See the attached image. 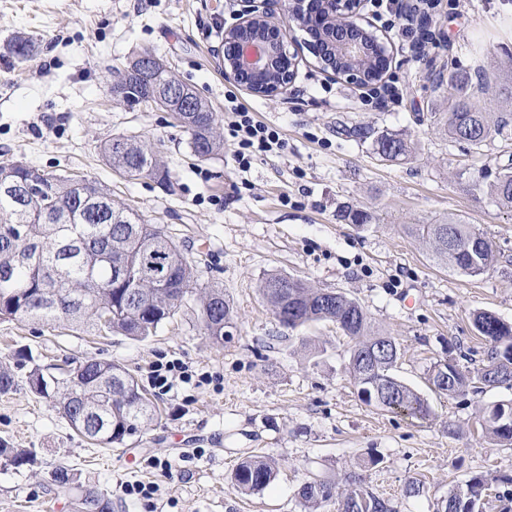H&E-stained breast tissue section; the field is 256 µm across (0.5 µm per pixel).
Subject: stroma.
Returning a JSON list of instances; mask_svg holds the SVG:
<instances>
[{"mask_svg": "<svg viewBox=\"0 0 512 512\" xmlns=\"http://www.w3.org/2000/svg\"><path fill=\"white\" fill-rule=\"evenodd\" d=\"M237 0H0V162L21 161L101 184L176 241L203 281L224 290L233 320L223 342L205 336L195 305L145 340L97 336L31 321L0 319V362L14 351L34 362L67 357L120 364L160 408L142 436L100 448L79 436L49 401L26 384L0 394V439L32 449L34 465L0 466V512H78L82 490L95 489L111 512H305L300 486L313 472L343 477L375 455L366 482L396 512H439L456 485L485 475L483 512H512V445L481 431L487 406L512 402V387L449 397L428 387L434 363L448 356L480 367L485 346L472 323L477 310L512 322V209L488 185L512 163V138L475 149L452 141L431 115L445 111L437 74L512 69V0H439L427 28L445 52L393 47L399 102L369 103L361 87L319 68L302 51L294 84L259 97L224 76L221 27L234 23ZM34 35L29 60L10 53L11 38ZM153 51L216 112L236 93L259 120L277 128L283 151L238 171L234 142L198 160L167 112L115 101L118 69ZM399 134L410 158L387 161L359 128ZM140 139L158 151L169 185L128 178L101 154L104 141ZM371 214L356 229L343 213ZM456 214L493 242L497 261L477 277L435 260L408 232ZM271 273L356 298L372 322L400 347L396 376L426 397L429 421L365 404L349 371L353 341L333 322L285 330L260 291ZM180 360L209 382L177 384L163 393L150 368ZM276 461L268 487L243 495L231 472L242 453ZM65 463L78 489L57 495L49 473ZM422 483L406 496L409 481ZM154 486L149 497L124 494L131 483Z\"/></svg>", "mask_w": 512, "mask_h": 512, "instance_id": "obj_1", "label": "stroma"}]
</instances>
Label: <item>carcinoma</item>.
<instances>
[{"mask_svg":"<svg viewBox=\"0 0 512 512\" xmlns=\"http://www.w3.org/2000/svg\"><path fill=\"white\" fill-rule=\"evenodd\" d=\"M33 37L19 33L12 39L13 54L26 60L33 56ZM183 85L172 71L152 70L145 77L131 76L123 83L116 98L130 106L140 105L143 98L158 87L171 83ZM499 87L501 102H512V90L481 69L475 74L452 71L448 79H439L437 87L448 85V111L438 113L448 137L458 143L480 147L496 136H506L512 129V112H489L481 104L478 92L491 84ZM191 100L190 123L185 127L192 151L216 156L224 150V139L217 132V116L208 101L184 85ZM374 146L383 156L396 160L412 154V147L392 133H381ZM104 159L130 177H150L162 184L169 172L155 153L135 139L114 137L101 147ZM43 171L23 162L0 164V189L6 184H22L41 178ZM49 200L69 207V215L48 222L38 205H28L22 196L12 199L0 192V318L20 319L43 324H66L87 332L120 333L135 340H145L174 317L179 306L167 307L157 299L159 289L153 280L141 284L139 294L151 300L141 311L138 300L129 296L130 289L117 284L115 268L123 263L142 267L155 278H165L174 286L196 293L197 323L204 333L217 341L224 340V327L231 319V309L224 300V289L205 283L197 267L182 259L180 245L154 224L112 201V195L95 181H86L85 189L109 199L112 219L95 216L91 207L75 194L76 177L64 173L48 174ZM490 192L503 206L512 208V169L498 174L489 184ZM410 231L422 239L433 256L453 272L476 277L494 266L496 253L491 241L457 216L438 224H414ZM41 252L40 260L20 265L16 255L21 250ZM286 279L281 274L264 278L261 290L276 316L286 315L304 326L311 322L331 321L345 335L355 340L348 368L358 386L370 393L368 404L416 420H427L431 407L427 400L394 374L400 352L395 339L375 330L367 312L356 300L338 292L326 295L323 288H313L296 278L282 290ZM473 324L488 345L487 365L494 375L480 367L474 371L454 358L439 360L434 367L448 369V387L436 391L448 396L465 395L499 381L512 380V323L489 311L473 313ZM27 384L31 392L49 400L77 433L102 448L118 447L134 436L144 434L158 419L156 406L141 390L124 367L99 360H85L69 375L48 378V372L33 364ZM491 440L512 445V426L496 423L485 426ZM0 460L19 468L35 462L28 448H14L0 441ZM379 459H362L345 476V486L323 473L309 477L299 489V497L309 512L330 504L336 512H396L391 501L375 495L366 486L362 470L375 466ZM276 477L275 464L258 455L243 457L231 479L239 491L252 494L266 488ZM52 484L69 492L77 476L59 464L52 469ZM487 479L475 475L455 487L439 512H479ZM81 505L93 506L94 512H109L110 502L102 494L88 491Z\"/></svg>","mask_w":512,"mask_h":512,"instance_id":"obj_1","label":"carcinoma"}]
</instances>
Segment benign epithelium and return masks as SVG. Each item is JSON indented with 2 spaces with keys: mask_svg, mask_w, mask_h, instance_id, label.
I'll list each match as a JSON object with an SVG mask.
<instances>
[{
  "mask_svg": "<svg viewBox=\"0 0 512 512\" xmlns=\"http://www.w3.org/2000/svg\"><path fill=\"white\" fill-rule=\"evenodd\" d=\"M241 9L235 23L224 29V76L258 96H272L294 79L300 46L289 44L286 31L278 23L275 10L282 0H239ZM364 0H288V17L296 22L321 9L333 19L328 35L320 26L309 32L311 45L319 62L341 60L351 67H336V74L358 86H378L382 81L367 79L358 63L370 54L390 66L391 55L376 27L361 8ZM171 114L177 124L184 123L187 111L185 93L174 85L158 92L150 100Z\"/></svg>",
  "mask_w": 512,
  "mask_h": 512,
  "instance_id": "obj_1",
  "label": "benign epithelium"
}]
</instances>
